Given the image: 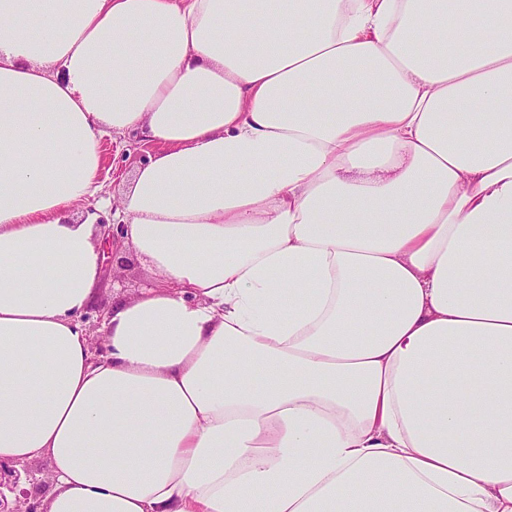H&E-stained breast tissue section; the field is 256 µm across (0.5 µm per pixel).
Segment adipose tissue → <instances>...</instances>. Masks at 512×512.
<instances>
[{
	"label": "adipose tissue",
	"mask_w": 512,
	"mask_h": 512,
	"mask_svg": "<svg viewBox=\"0 0 512 512\" xmlns=\"http://www.w3.org/2000/svg\"><path fill=\"white\" fill-rule=\"evenodd\" d=\"M158 144L114 217L102 141ZM46 512H512V0H0V461ZM139 140V137L134 133L117 136L111 134L103 139L105 165L100 176L102 183L101 196L109 200V205L96 212V223H99L96 226L101 230L103 244V239L106 237L108 230H112V227L115 230L118 223L112 219L113 201L117 202L136 168L145 163L159 149L157 144L148 143L145 144L147 148L133 150L132 147L136 143L144 144ZM105 239L108 243V253L111 254L110 261L116 257L113 262L114 267L118 265L116 262L119 257H122L119 261L123 260V265L120 269L121 275L117 280L112 279V272H109L110 265L107 266V286L99 290L93 305L82 318L91 336L99 334L103 318L112 304V293L114 294L117 291L128 298H132L137 295L140 288L148 280V274L132 252L126 251L118 254L120 251L114 233L111 236L108 234ZM26 464L30 471L26 465L0 461V512L45 511L42 503H45L54 486L51 462L47 457H41ZM31 474L36 479L35 482L42 485L41 497L39 487L35 485ZM26 482L32 487H24ZM4 487L13 494V497L9 498L3 492Z\"/></svg>",
	"instance_id": "1"
}]
</instances>
